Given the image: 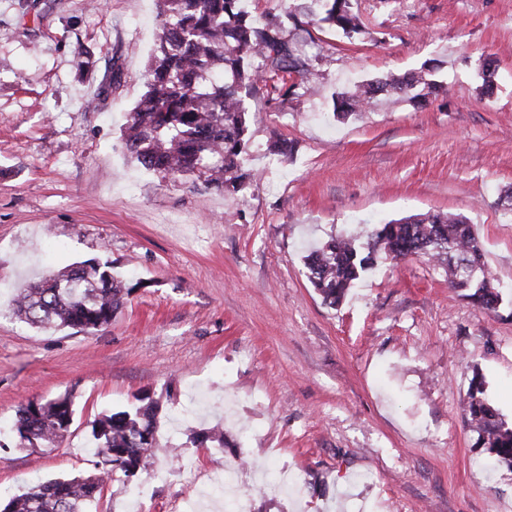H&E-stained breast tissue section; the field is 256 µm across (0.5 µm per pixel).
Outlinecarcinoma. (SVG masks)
Listing matches in <instances>:
<instances>
[{
    "instance_id": "obj_1",
    "label": "carcinoma",
    "mask_w": 512,
    "mask_h": 512,
    "mask_svg": "<svg viewBox=\"0 0 512 512\" xmlns=\"http://www.w3.org/2000/svg\"><path fill=\"white\" fill-rule=\"evenodd\" d=\"M329 23L346 34L361 31L351 0H320ZM159 53L151 61L147 91L129 113L125 146L144 168L166 175L204 177L209 188L235 192L249 177L243 169L248 112L242 92L264 88L286 97L306 78L305 63L288 47L282 31L255 26L241 0H162ZM262 66H254V59ZM435 84L421 76L387 75L342 97L334 115L345 118L370 107L387 91L424 100ZM333 237L304 257L308 279L323 301L335 307L378 259L423 256L445 266L448 283L495 312L502 296L483 260L466 219L453 213H427L381 224L367 234ZM132 288L113 267L91 259L51 273L19 289L14 313L30 326L78 328L92 333L110 324ZM124 410L107 411L92 422L99 458L95 470L39 482L0 502V512H89L112 474L128 478L162 452L156 438L159 404L148 395ZM75 414L70 395L29 399L14 413L11 431L20 448L45 451L68 434ZM468 423L477 444L493 462L512 468V426L487 402L482 383L472 384ZM193 443L224 445L218 425L191 431Z\"/></svg>"
}]
</instances>
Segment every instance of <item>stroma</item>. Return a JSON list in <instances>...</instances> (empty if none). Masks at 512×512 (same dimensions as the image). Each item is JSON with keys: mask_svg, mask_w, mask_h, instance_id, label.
Instances as JSON below:
<instances>
[{"mask_svg": "<svg viewBox=\"0 0 512 512\" xmlns=\"http://www.w3.org/2000/svg\"><path fill=\"white\" fill-rule=\"evenodd\" d=\"M247 0L310 70L283 100L246 95L252 177L237 193L144 169L122 137L157 51V0H0V495L93 471L91 423L159 399L167 479L115 475L92 512H189L191 486L245 459L252 512H512V468H483L473 377L512 422V0ZM496 61L491 83L479 64ZM428 74L426 106L385 93L348 119L333 101L387 73ZM278 141L289 151L275 149ZM464 216L504 302L490 313L422 258L383 260L338 306L307 278L331 236L427 212ZM97 258L135 291L106 328L38 329L18 288ZM71 394L48 454L15 445L27 400ZM224 428L222 451L191 429ZM287 468L301 496L255 486ZM322 2L324 16L321 22L329 23L335 28L342 30L345 34L359 33L361 22L351 7V0H318Z\"/></svg>", "mask_w": 512, "mask_h": 512, "instance_id": "stroma-1", "label": "stroma"}]
</instances>
